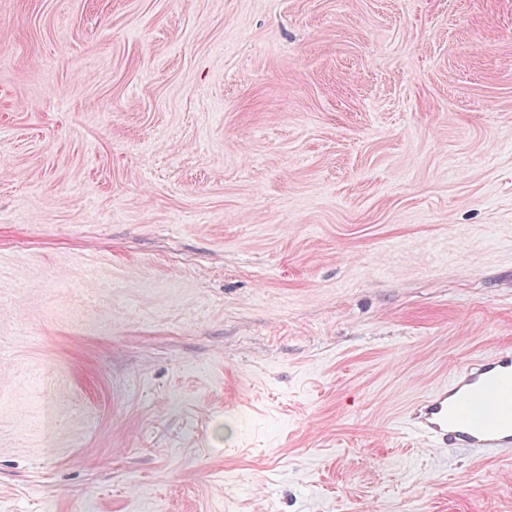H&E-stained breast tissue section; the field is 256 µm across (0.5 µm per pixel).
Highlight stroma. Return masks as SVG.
I'll return each instance as SVG.
<instances>
[{
  "instance_id": "1",
  "label": "stroma",
  "mask_w": 512,
  "mask_h": 512,
  "mask_svg": "<svg viewBox=\"0 0 512 512\" xmlns=\"http://www.w3.org/2000/svg\"><path fill=\"white\" fill-rule=\"evenodd\" d=\"M508 346L512 0H0V512H512ZM401 428L436 448L482 457L512 450V348L455 371L412 407Z\"/></svg>"
}]
</instances>
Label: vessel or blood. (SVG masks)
<instances>
[{"mask_svg":"<svg viewBox=\"0 0 512 512\" xmlns=\"http://www.w3.org/2000/svg\"><path fill=\"white\" fill-rule=\"evenodd\" d=\"M401 427L438 448L482 457L512 450V348L455 371L412 407Z\"/></svg>","mask_w":512,"mask_h":512,"instance_id":"vessel-or-blood-1","label":"vessel or blood"}]
</instances>
